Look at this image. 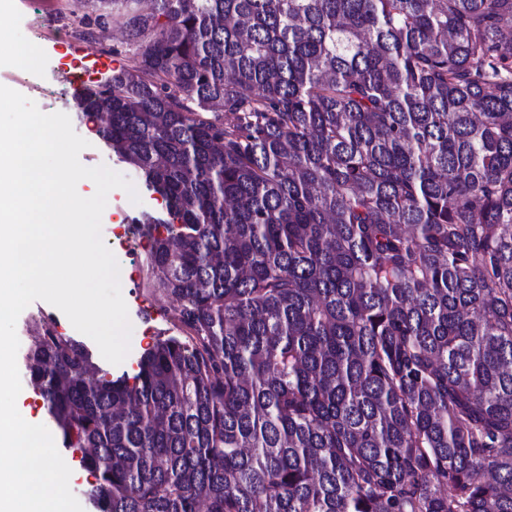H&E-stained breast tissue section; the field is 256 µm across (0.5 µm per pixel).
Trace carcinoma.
<instances>
[{
	"instance_id": "carcinoma-1",
	"label": "carcinoma",
	"mask_w": 512,
	"mask_h": 512,
	"mask_svg": "<svg viewBox=\"0 0 512 512\" xmlns=\"http://www.w3.org/2000/svg\"><path fill=\"white\" fill-rule=\"evenodd\" d=\"M79 8L181 332L115 378L32 319L97 512H512V0Z\"/></svg>"
}]
</instances>
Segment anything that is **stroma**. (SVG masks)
I'll return each instance as SVG.
<instances>
[{
    "mask_svg": "<svg viewBox=\"0 0 512 512\" xmlns=\"http://www.w3.org/2000/svg\"><path fill=\"white\" fill-rule=\"evenodd\" d=\"M69 29L70 43L80 46L89 54L112 56L117 67H127L133 63V54L127 34L120 27H113L114 41L109 45H93L82 41L78 33L81 29L80 16L74 11L73 0H8L4 12L0 13V23L6 26L15 44L31 48L35 63L18 66L9 62L0 64V85L7 86L30 100L40 111L72 113L74 95L68 83L61 81L60 74L72 69L80 74L91 75L92 64L83 62L74 67V59L68 52L55 47L52 35L48 31L50 23ZM75 132L88 141V148L80 155V162L87 167L104 165L120 173L134 185L140 200L132 202L124 190H114L108 208L102 214L101 233L108 248L124 245L122 259L125 268L120 273L121 291L128 309L132 326L130 351L126 359L116 365V372H131L135 369V360L156 337L175 335L176 330L170 319V313L160 302L158 294L143 288L145 277L144 241L137 240L122 243L124 228L129 217L144 211L156 209L157 203L146 191L142 181L127 165L117 162L115 156L94 134L91 120H73Z\"/></svg>",
    "mask_w": 512,
    "mask_h": 512,
    "instance_id": "35a3bbf8",
    "label": "stroma"
}]
</instances>
